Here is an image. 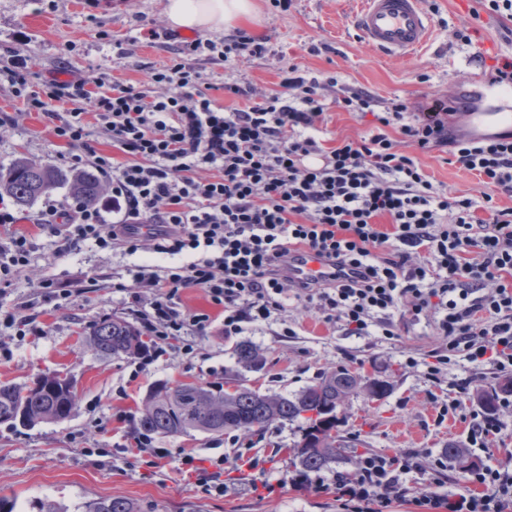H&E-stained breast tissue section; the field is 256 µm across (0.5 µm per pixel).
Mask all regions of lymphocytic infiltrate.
Returning a JSON list of instances; mask_svg holds the SVG:
<instances>
[{"label": "lymphocytic infiltrate", "mask_w": 512, "mask_h": 512, "mask_svg": "<svg viewBox=\"0 0 512 512\" xmlns=\"http://www.w3.org/2000/svg\"><path fill=\"white\" fill-rule=\"evenodd\" d=\"M183 50L229 60L261 54L265 45L243 32L219 41L198 37L184 42ZM338 81L335 74L307 79L293 66L280 92L269 96L229 85L245 101L229 110L200 88L188 63L152 70L151 84L164 89L160 95L101 78L52 79L44 93L26 94L28 110L56 120L57 137L76 147L88 135L85 109L93 107L125 159L91 156L92 168L112 184L104 204L49 201L35 221L55 226L64 252L86 243L134 251L147 242L160 254L189 255L185 264L145 265L133 275L135 288L154 292L141 312L152 359L173 345L192 353L193 336L209 326V314L180 309L183 289H201L223 309L228 336L282 311L291 290L354 334L377 325L391 335L392 314L410 300L414 314L438 316L448 351L436 355L437 364L461 355L511 371L512 208H498L493 200L512 197V133L456 132L452 116L472 108L466 97L440 113H413L402 100L379 112L375 99L357 90L337 99V107L374 113L380 132L327 147L308 130L324 113L323 85ZM60 102L72 105L63 120ZM390 127L400 140L389 138ZM444 146L451 163L476 173L487 187L484 205L437 191L410 153ZM382 217L391 232L380 229ZM141 224L146 232H138ZM392 240L402 251L387 250ZM303 249L350 268L351 277L330 285L294 282L288 258ZM224 463L220 455L201 468L194 454L185 453L176 468L222 496L231 488ZM412 468L408 456L371 454L349 473L313 478L297 472L289 481L316 493L335 490L343 512H380L408 495L403 477ZM417 504L422 512H512V468H475L466 487L429 491Z\"/></svg>", "instance_id": "lymphocytic-infiltrate-1"}]
</instances>
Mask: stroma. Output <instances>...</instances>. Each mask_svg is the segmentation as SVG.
I'll list each match as a JSON object with an SVG mask.
<instances>
[{"label":"stroma","mask_w":512,"mask_h":512,"mask_svg":"<svg viewBox=\"0 0 512 512\" xmlns=\"http://www.w3.org/2000/svg\"><path fill=\"white\" fill-rule=\"evenodd\" d=\"M88 2L80 11L75 0H0V69L25 62L27 86L37 92L56 76L90 80L103 75L148 92L152 68L190 61L202 85L227 108L244 104L227 92V85H248L269 95L279 91L289 66H298L308 78L335 72L342 80L322 89L325 112L313 132L330 146L370 135L375 126L372 114L337 109V98L347 92L366 91L382 106L400 99L416 109L436 98L472 92L480 110L488 98L479 93L475 77L490 70L483 57L486 47H493L497 58L512 57V16L489 13L481 0H470L465 8L458 0H424L435 30L430 46L411 58L388 56L365 43L352 22L356 0H292L286 10L273 0H256L260 18L245 31L266 39V50L229 61L187 59L182 39L174 37L165 19V0ZM460 31L469 33V41L457 39ZM85 121L84 146L69 147L56 136L54 121L28 111L23 98L1 81L0 166L23 157L67 174L86 171L89 151L109 154L113 148L93 115ZM416 157L437 190L483 202L486 189L478 176L449 163L447 149L420 150ZM42 207L38 201L24 209L9 197L0 198V208L17 218L0 226V237L23 235L32 244L27 264L0 278V384L24 386L61 375L73 382L78 400L70 416L58 422L0 423V496L15 500V512H40L50 505L77 512L84 502L117 497L136 502L142 512H342L334 491L318 495L288 485L294 470L291 450L301 437L295 422L221 435L157 436L153 444L167 449L168 458L149 464L133 451L126 460H113L116 445L131 443L141 401L158 383H195L219 391L239 377L261 391L289 396L343 367L387 381L386 397L372 400L361 392L339 409L344 447L335 462L337 469L349 471L366 453L418 455L420 467L406 476L410 497L392 501L384 512H419L414 499L428 491L431 478H438L443 493L462 486L464 470L449 466L436 477L429 467L448 444L483 466L512 462V407L497 410L500 434L486 437L480 446L470 440L480 395L507 394L512 371L482 367L468 395L457 397L456 384L468 377V364L460 359L438 379L429 377V355L442 347L443 338L424 317L408 314L397 320L391 338L377 326L355 335L344 323L325 322L313 306L290 296L283 311L245 325L235 337L224 333L222 310L202 290L188 288L180 295L182 309L211 318L204 335L195 337L193 353L171 349L142 368L133 358L98 355L86 340L90 327L112 317L138 321L131 297L136 268L171 266L179 259L147 245L133 253L99 251L89 244L60 252L51 226L34 221ZM48 280L71 283V295L45 299L42 284ZM241 341L260 349L263 369L239 372L232 351ZM247 441L264 456V470L230 466L224 476L235 488L227 496L208 495L193 475L172 469L180 454L228 455ZM261 478L276 483L274 493L254 490Z\"/></svg>","instance_id":"stroma-1"}]
</instances>
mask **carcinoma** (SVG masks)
<instances>
[{"mask_svg":"<svg viewBox=\"0 0 512 512\" xmlns=\"http://www.w3.org/2000/svg\"><path fill=\"white\" fill-rule=\"evenodd\" d=\"M66 181L61 171L18 159L7 168L0 167V193L9 195L16 205L28 207L57 184ZM71 193L94 201L103 193V185L88 176H76L70 182ZM89 341L104 357H132L141 354L146 342L131 323L107 318L95 324ZM237 364L253 371L262 359L252 345L239 343L233 349ZM360 374L347 368L332 371L299 393L288 397L266 394L237 384L232 391L215 393L201 385L181 383L174 387L154 386L142 400L136 423L138 432L172 437L197 431L222 434L226 431H252L275 421L302 420L301 439L293 449L295 465L303 473L320 472L336 459V422L322 426L317 416L322 410L336 412L346 398L361 388ZM77 394L70 381L60 376L41 378L34 386L0 384V423H16L17 410L24 409L27 424L60 421L71 414ZM83 512H140L137 504L123 498L99 499L83 506Z\"/></svg>","mask_w":512,"mask_h":512,"instance_id":"obj_1","label":"carcinoma"}]
</instances>
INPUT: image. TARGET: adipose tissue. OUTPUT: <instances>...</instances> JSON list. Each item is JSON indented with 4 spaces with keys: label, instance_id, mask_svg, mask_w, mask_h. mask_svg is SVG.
Masks as SVG:
<instances>
[{
    "label": "adipose tissue",
    "instance_id": "adipose-tissue-1",
    "mask_svg": "<svg viewBox=\"0 0 512 512\" xmlns=\"http://www.w3.org/2000/svg\"><path fill=\"white\" fill-rule=\"evenodd\" d=\"M164 14L172 27L207 33L255 21L258 7L253 0H167Z\"/></svg>",
    "mask_w": 512,
    "mask_h": 512
}]
</instances>
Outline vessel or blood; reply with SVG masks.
Here are the masks:
<instances>
[{
    "instance_id": "vessel-or-blood-1",
    "label": "vessel or blood",
    "mask_w": 512,
    "mask_h": 512,
    "mask_svg": "<svg viewBox=\"0 0 512 512\" xmlns=\"http://www.w3.org/2000/svg\"><path fill=\"white\" fill-rule=\"evenodd\" d=\"M354 24L371 47L395 57L413 55L423 50L433 32V20L423 8V0H359ZM493 105L489 113H477L475 121L487 115H512V82L490 86ZM339 270L309 250L293 253L288 261V275L294 281L328 282Z\"/></svg>"
}]
</instances>
